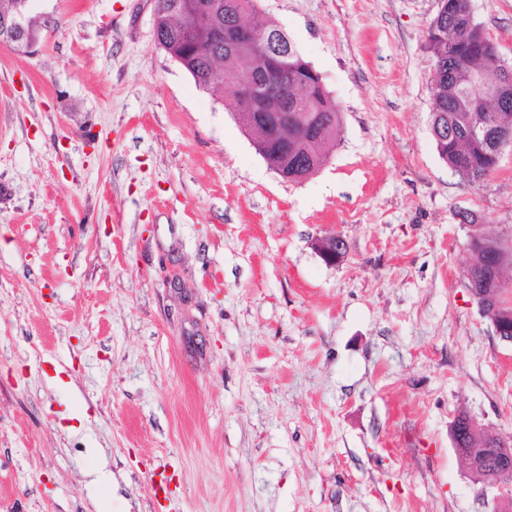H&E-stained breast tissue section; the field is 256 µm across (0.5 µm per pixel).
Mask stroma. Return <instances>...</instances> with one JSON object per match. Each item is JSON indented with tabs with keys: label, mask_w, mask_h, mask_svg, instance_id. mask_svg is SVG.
Returning <instances> with one entry per match:
<instances>
[{
	"label": "stroma",
	"mask_w": 512,
	"mask_h": 512,
	"mask_svg": "<svg viewBox=\"0 0 512 512\" xmlns=\"http://www.w3.org/2000/svg\"><path fill=\"white\" fill-rule=\"evenodd\" d=\"M342 132L283 181L157 43L151 0H30L0 44V512H496L451 437H512V343L468 229L512 242V148L431 132L439 0H257ZM512 65V0H472ZM344 240L326 263L316 239Z\"/></svg>",
	"instance_id": "obj_1"
}]
</instances>
